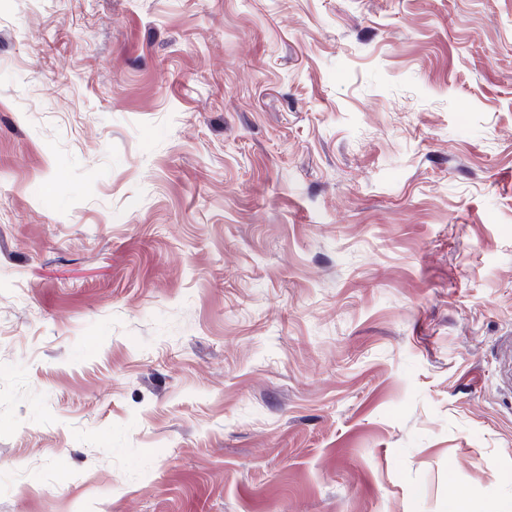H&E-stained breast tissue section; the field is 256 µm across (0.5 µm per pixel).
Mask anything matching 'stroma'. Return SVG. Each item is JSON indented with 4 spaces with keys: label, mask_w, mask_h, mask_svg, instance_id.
<instances>
[{
    "label": "stroma",
    "mask_w": 512,
    "mask_h": 512,
    "mask_svg": "<svg viewBox=\"0 0 512 512\" xmlns=\"http://www.w3.org/2000/svg\"><path fill=\"white\" fill-rule=\"evenodd\" d=\"M512 512V0H0V512Z\"/></svg>",
    "instance_id": "35a3bbf8"
}]
</instances>
